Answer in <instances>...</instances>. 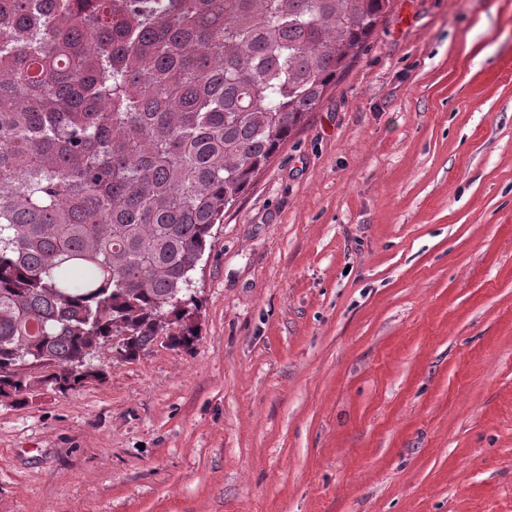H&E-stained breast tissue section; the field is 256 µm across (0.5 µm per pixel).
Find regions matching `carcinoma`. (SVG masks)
Instances as JSON below:
<instances>
[{
  "label": "carcinoma",
  "instance_id": "cac0c4a2",
  "mask_svg": "<svg viewBox=\"0 0 512 512\" xmlns=\"http://www.w3.org/2000/svg\"><path fill=\"white\" fill-rule=\"evenodd\" d=\"M390 0H0V397L198 341L224 212Z\"/></svg>",
  "mask_w": 512,
  "mask_h": 512
}]
</instances>
